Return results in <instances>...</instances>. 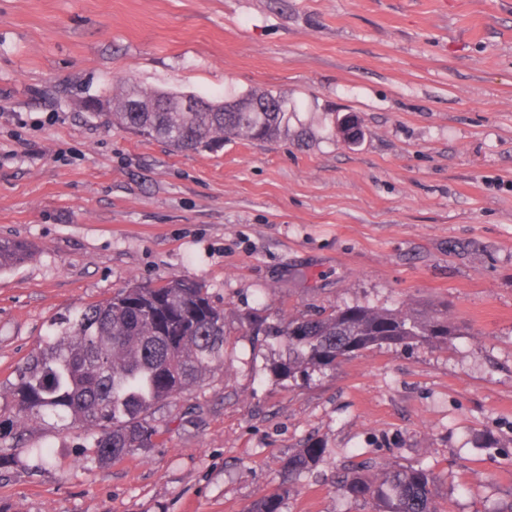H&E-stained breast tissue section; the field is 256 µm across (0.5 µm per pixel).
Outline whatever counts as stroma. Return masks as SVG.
Masks as SVG:
<instances>
[{
  "label": "stroma",
  "instance_id": "1",
  "mask_svg": "<svg viewBox=\"0 0 512 512\" xmlns=\"http://www.w3.org/2000/svg\"><path fill=\"white\" fill-rule=\"evenodd\" d=\"M124 82L296 110L277 141L177 152L85 109ZM0 239L35 250L0 273V419L53 322L130 284L191 277L226 331L120 462L26 421L0 512H245L311 441L283 512H370L332 483L357 453L430 465L449 512L512 499V0H0ZM355 303L457 330L291 386L243 321Z\"/></svg>",
  "mask_w": 512,
  "mask_h": 512
}]
</instances>
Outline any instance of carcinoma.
Segmentation results:
<instances>
[{"instance_id": "obj_1", "label": "carcinoma", "mask_w": 512, "mask_h": 512, "mask_svg": "<svg viewBox=\"0 0 512 512\" xmlns=\"http://www.w3.org/2000/svg\"><path fill=\"white\" fill-rule=\"evenodd\" d=\"M238 99L243 101L240 112H124L107 101L112 111L103 116L182 152L206 149L221 134L226 140L266 143L288 128L285 96L252 90ZM31 256L27 242L0 240V272ZM245 320L254 336L271 338L279 347L270 372L293 382L334 371L367 350L446 345L455 332L446 316L360 304L275 325L259 315ZM224 344V310L201 284L181 276L159 284H131L52 325L9 383L15 418L7 427L50 417L65 429H80L98 461L116 463L154 445L161 434L153 424L155 412L224 365ZM324 453L320 443L311 441L289 456L284 465L288 478L257 497L246 512H282L293 478L314 467ZM336 491L369 501L372 512H445L439 508L441 477L422 465L355 460L338 473Z\"/></svg>"}]
</instances>
